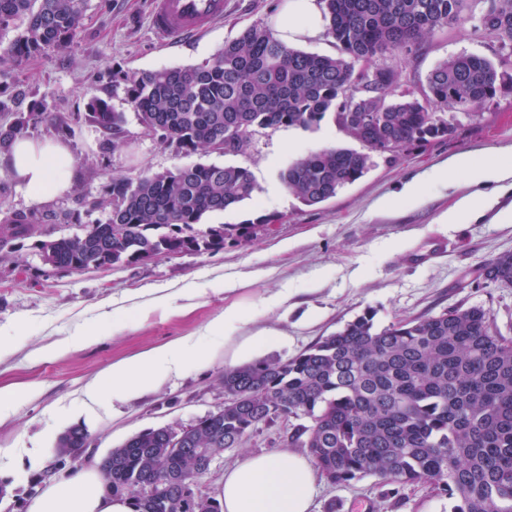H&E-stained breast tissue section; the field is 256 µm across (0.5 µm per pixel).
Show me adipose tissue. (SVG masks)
Instances as JSON below:
<instances>
[{
  "label": "adipose tissue",
  "instance_id": "obj_1",
  "mask_svg": "<svg viewBox=\"0 0 512 512\" xmlns=\"http://www.w3.org/2000/svg\"><path fill=\"white\" fill-rule=\"evenodd\" d=\"M271 32L292 48L327 32L321 0H281ZM0 167L33 206L69 195L78 179L74 153L65 138L25 136L16 139L0 157ZM457 171L472 186L441 215L444 224H462L480 216L488 187L512 179V154L478 159L460 155L450 165L432 170L435 183ZM203 356L197 342L181 338L112 365L83 388L87 401L109 398L120 404L149 394L161 379L179 376L189 361ZM319 471L311 458L291 449L243 456L224 474L221 499L224 512H311ZM28 512H134L133 500L106 487L99 464L78 468L67 479L46 486Z\"/></svg>",
  "mask_w": 512,
  "mask_h": 512
}]
</instances>
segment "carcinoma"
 Here are the masks:
<instances>
[{"instance_id": "carcinoma-1", "label": "carcinoma", "mask_w": 512, "mask_h": 512, "mask_svg": "<svg viewBox=\"0 0 512 512\" xmlns=\"http://www.w3.org/2000/svg\"><path fill=\"white\" fill-rule=\"evenodd\" d=\"M327 34L339 53L289 49L255 23L212 56L191 66L128 75L127 101L150 134L177 152L245 154L258 130L313 129L327 114L361 149L325 148L281 173L288 193L312 206L335 198L363 178L376 157L415 142L451 135L457 114L473 111L512 85L499 67L512 61V0L480 17L496 43L499 63L462 53L440 61L420 90L400 89L397 55L460 21L473 0H322ZM84 0H0V38L16 63L71 43ZM20 81L0 88V147L28 127L51 122L70 132L67 116L46 111L45 100L23 112ZM367 114L365 132L347 124ZM86 119L119 145L125 115L92 96ZM258 186L239 165L195 163L135 178L112 179L99 205L105 224L91 222L78 239H41L57 268H92L103 250L112 265H134L173 254L224 248V238L248 235L272 218L203 227L212 213L253 200ZM70 223L68 212L15 213L0 224V250L40 233V225ZM481 275L512 288V254L498 256ZM224 408L190 425L195 448L214 452L241 445L261 425L307 419L288 439L308 450L324 477L345 485L365 476L387 483L428 482L455 500L452 512H512V337L481 306L454 307L378 327L366 311L292 358L261 359L222 375ZM112 490L136 495L132 479L152 471L162 480L157 512H194L177 482L194 474L191 458L168 457L158 430L134 435L102 464Z\"/></svg>"}]
</instances>
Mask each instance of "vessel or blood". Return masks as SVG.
<instances>
[{"instance_id": "vessel-or-blood-1", "label": "vessel or blood", "mask_w": 512, "mask_h": 512, "mask_svg": "<svg viewBox=\"0 0 512 512\" xmlns=\"http://www.w3.org/2000/svg\"><path fill=\"white\" fill-rule=\"evenodd\" d=\"M223 17L224 0H151V30L169 46L204 33Z\"/></svg>"}]
</instances>
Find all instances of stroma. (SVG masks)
Masks as SVG:
<instances>
[{
  "label": "stroma",
  "instance_id": "1",
  "mask_svg": "<svg viewBox=\"0 0 512 512\" xmlns=\"http://www.w3.org/2000/svg\"><path fill=\"white\" fill-rule=\"evenodd\" d=\"M280 2L225 0L223 20L171 48L150 30V0H86L81 27L67 48L19 67L0 62V83L21 81L26 90L45 98L51 111L66 113L73 121L71 143L81 179L71 195L50 207L80 220L43 225L47 237L83 233L91 220L106 223L111 210L99 201L114 177L192 163L247 166L259 187L256 200L207 216L205 224H241L266 212L278 218L249 238H226L216 253L108 269H55L43 263L31 238L16 241L11 252H0V326L12 330L11 352L0 359V389H39L0 418V512H27L46 483L90 458L106 457L140 431L188 426L217 412L224 405L225 369L293 357L365 310L375 311V321L383 327L446 308L480 305L503 335L512 336V288L480 275L484 263L512 253V189L501 190L477 219L448 227L440 224L441 214L471 191L462 176L426 184L414 203L394 198L405 182L454 156L480 158L511 150V93L486 102L475 117L461 118L452 135L407 146L394 158H378L376 167L336 198L307 206L282 193L280 174L298 159V147H353L333 117L308 131L280 127L255 132L245 155H184L144 130L123 85L112 80L118 70L134 74L200 63L244 27L272 25ZM486 6V0H476L466 20L403 52L398 59L402 84L422 87L439 61L461 52L490 55L478 29ZM92 95L108 99L126 116L117 149H104L102 131L85 119ZM161 287L174 294V302L163 310L146 309ZM283 290L290 294L284 307L260 311L261 298ZM228 307L239 311V329L205 336L208 324ZM106 311L112 322L102 326L97 342L72 347L54 359L35 357V350L72 336ZM180 337L198 339L205 361L163 379L151 394L125 404L121 413L101 402L80 420L88 439L80 455L53 447L40 469L21 471L34 440L54 427L57 414L78 407L86 382L112 364ZM290 427L288 420H278L240 447L226 450L200 478L202 491L220 493L225 471L241 456L286 448ZM453 506L452 499L429 484L387 485L368 476L347 485L319 479L311 512H451Z\"/></svg>",
  "mask_w": 512,
  "mask_h": 512
}]
</instances>
